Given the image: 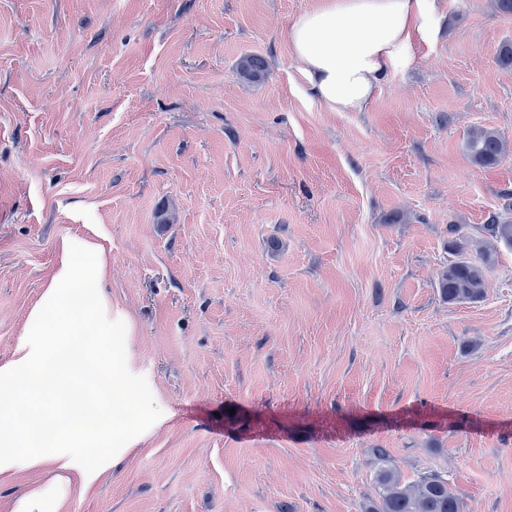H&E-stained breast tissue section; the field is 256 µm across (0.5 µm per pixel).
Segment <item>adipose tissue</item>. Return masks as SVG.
<instances>
[{"mask_svg":"<svg viewBox=\"0 0 512 512\" xmlns=\"http://www.w3.org/2000/svg\"><path fill=\"white\" fill-rule=\"evenodd\" d=\"M424 0H321L289 40L312 93L331 110L362 112L424 17Z\"/></svg>","mask_w":512,"mask_h":512,"instance_id":"adipose-tissue-1","label":"adipose tissue"}]
</instances>
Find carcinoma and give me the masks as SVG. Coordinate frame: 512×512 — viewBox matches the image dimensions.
<instances>
[{
    "label": "carcinoma",
    "instance_id": "cac0c4a2",
    "mask_svg": "<svg viewBox=\"0 0 512 512\" xmlns=\"http://www.w3.org/2000/svg\"><path fill=\"white\" fill-rule=\"evenodd\" d=\"M264 69L265 61L256 55L243 57L239 65V73L249 79L262 78ZM465 147L472 163L482 167L493 166L512 152L499 132L487 127L472 128ZM480 230L481 239L474 240L457 225H449L448 232L455 236L451 248L457 259L444 266L439 288L442 297L450 303L481 300L491 249L496 243L512 247L511 219L494 214ZM374 454L379 461L375 475L376 502L367 512H463L461 498L448 487V480L440 473H423L413 481H406L396 467L389 465L386 449L376 448Z\"/></svg>",
    "mask_w": 512,
    "mask_h": 512
}]
</instances>
